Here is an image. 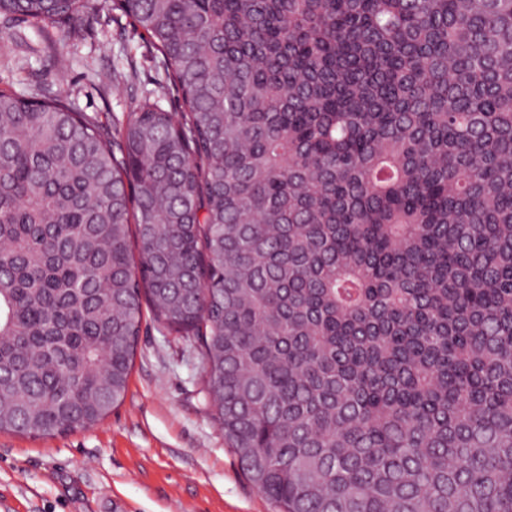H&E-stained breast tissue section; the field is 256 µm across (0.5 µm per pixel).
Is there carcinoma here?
Wrapping results in <instances>:
<instances>
[{
	"label": "carcinoma",
	"instance_id": "carcinoma-1",
	"mask_svg": "<svg viewBox=\"0 0 512 512\" xmlns=\"http://www.w3.org/2000/svg\"><path fill=\"white\" fill-rule=\"evenodd\" d=\"M113 7L182 111L0 91V432L103 420L146 305L278 512H512V0Z\"/></svg>",
	"mask_w": 512,
	"mask_h": 512
}]
</instances>
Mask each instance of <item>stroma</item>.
<instances>
[{
    "label": "stroma",
    "mask_w": 512,
    "mask_h": 512,
    "mask_svg": "<svg viewBox=\"0 0 512 512\" xmlns=\"http://www.w3.org/2000/svg\"><path fill=\"white\" fill-rule=\"evenodd\" d=\"M161 57L120 11L81 27L0 26V89L68 97L115 128L164 86ZM0 512H277L242 474L213 419L195 340L144 319L121 404L103 421L49 438L0 433Z\"/></svg>",
    "instance_id": "stroma-1"
}]
</instances>
